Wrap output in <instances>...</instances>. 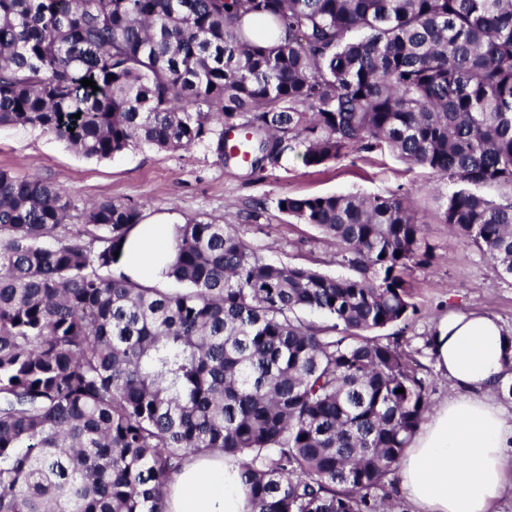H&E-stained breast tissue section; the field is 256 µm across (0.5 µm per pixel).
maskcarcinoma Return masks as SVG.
I'll list each match as a JSON object with an SVG mask.
<instances>
[{
    "label": "carcinoma",
    "instance_id": "1",
    "mask_svg": "<svg viewBox=\"0 0 512 512\" xmlns=\"http://www.w3.org/2000/svg\"><path fill=\"white\" fill-rule=\"evenodd\" d=\"M3 126L97 159L208 140L252 174L386 151L448 177L438 219L512 277V0H0ZM73 208L0 171V512H165L216 450L252 512H378L429 410L374 336L430 259L405 196L277 200L338 276L178 224L182 290L115 269L138 208L92 203L76 231Z\"/></svg>",
    "mask_w": 512,
    "mask_h": 512
}]
</instances>
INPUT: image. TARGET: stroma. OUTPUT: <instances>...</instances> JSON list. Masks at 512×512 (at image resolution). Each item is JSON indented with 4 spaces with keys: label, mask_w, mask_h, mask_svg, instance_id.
Wrapping results in <instances>:
<instances>
[{
    "label": "stroma",
    "mask_w": 512,
    "mask_h": 512,
    "mask_svg": "<svg viewBox=\"0 0 512 512\" xmlns=\"http://www.w3.org/2000/svg\"><path fill=\"white\" fill-rule=\"evenodd\" d=\"M0 170L59 185L80 204L111 199L140 208L146 221L163 217L173 224L190 219L226 222L268 262L310 266L333 276L346 272L337 262L335 247L318 230L280 213L278 198L405 190L433 258L410 273L417 315L404 333L389 328L380 338L399 340L415 353L431 407L456 394L436 371L430 353V336L439 318L451 311H481L497 317L512 333V278L501 276L488 256L449 233L438 219V198L448 192L447 178L422 167L407 168L378 151L352 153L319 168L306 167L294 157L250 176L220 162L206 141L187 150L142 146L96 159L40 129L4 127Z\"/></svg>",
    "instance_id": "35a3bbf8"
}]
</instances>
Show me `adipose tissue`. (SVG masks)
<instances>
[{
  "label": "adipose tissue",
  "mask_w": 512,
  "mask_h": 512,
  "mask_svg": "<svg viewBox=\"0 0 512 512\" xmlns=\"http://www.w3.org/2000/svg\"><path fill=\"white\" fill-rule=\"evenodd\" d=\"M175 257V227L162 220L138 224L117 268L133 280H162ZM436 367L460 390L423 424L398 469L413 512H493L506 488L505 449L512 414L493 393L512 369V336L479 312H452L431 338ZM166 512H252L240 471L222 453L203 454L175 474Z\"/></svg>",
  "instance_id": "adipose-tissue-1"
}]
</instances>
